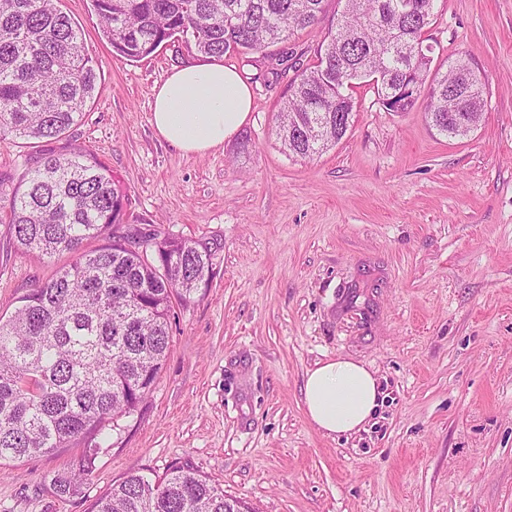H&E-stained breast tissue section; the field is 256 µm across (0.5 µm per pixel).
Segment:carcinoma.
Returning a JSON list of instances; mask_svg holds the SVG:
<instances>
[{
    "label": "carcinoma",
    "mask_w": 512,
    "mask_h": 512,
    "mask_svg": "<svg viewBox=\"0 0 512 512\" xmlns=\"http://www.w3.org/2000/svg\"><path fill=\"white\" fill-rule=\"evenodd\" d=\"M324 0H90L113 52L132 61L180 36L209 57L257 53L296 28L314 27ZM436 0H345L321 41L318 63L290 84L277 119L288 154L311 159L351 127L356 84L380 85L378 102L403 85L418 92L440 133L478 125L485 85L467 58L431 75L423 45ZM97 90L77 23L60 0H0V137L62 140ZM0 223L32 256L72 255L0 316V464L59 448H84L54 480L73 496L94 466L110 424L137 412L170 352L173 301L184 304L213 276L211 250L170 235L121 233L124 194L95 156L42 151L11 193ZM112 239L95 249L91 240ZM92 512H252L207 477L181 467L151 481L132 472L95 499Z\"/></svg>",
    "instance_id": "carcinoma-1"
}]
</instances>
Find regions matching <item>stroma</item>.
Returning <instances> with one entry per match:
<instances>
[{
    "instance_id": "35a3bbf8",
    "label": "stroma",
    "mask_w": 512,
    "mask_h": 512,
    "mask_svg": "<svg viewBox=\"0 0 512 512\" xmlns=\"http://www.w3.org/2000/svg\"><path fill=\"white\" fill-rule=\"evenodd\" d=\"M98 74L73 144L126 191L123 221L213 254L214 276L176 306L158 385L110 430L81 493L52 480L76 448L0 467V512H91L132 471L208 476L257 512H512V0H438L432 71L467 56L483 117L441 135L422 105L390 112L352 90L347 135L288 155L276 114L318 61L344 0L317 30L224 56L253 109L224 146L187 155L151 124L155 86L200 61L170 40L131 61L88 0H62ZM22 254L0 224V314L69 263ZM342 354L374 367L384 399L367 431L331 438L306 417L305 373Z\"/></svg>"
}]
</instances>
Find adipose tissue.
<instances>
[{
    "label": "adipose tissue",
    "instance_id": "ef3b65f1",
    "mask_svg": "<svg viewBox=\"0 0 512 512\" xmlns=\"http://www.w3.org/2000/svg\"><path fill=\"white\" fill-rule=\"evenodd\" d=\"M251 109L247 80L235 67L214 59L174 68L155 87L151 123L171 146L204 154L237 134ZM302 395L307 418L328 436L365 430L382 403L376 372L343 355L307 371Z\"/></svg>",
    "mask_w": 512,
    "mask_h": 512
}]
</instances>
